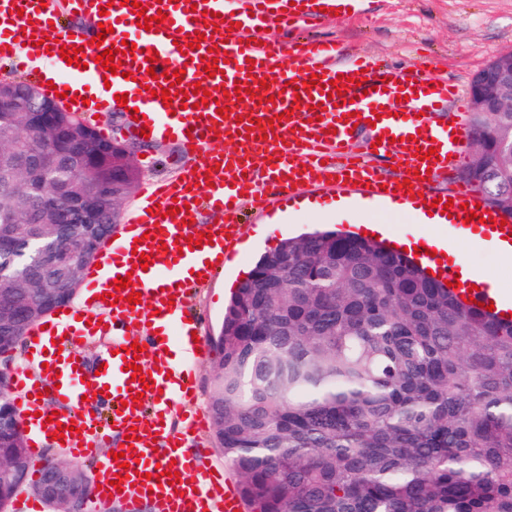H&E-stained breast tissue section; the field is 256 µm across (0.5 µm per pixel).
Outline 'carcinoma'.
Wrapping results in <instances>:
<instances>
[{
  "label": "carcinoma",
  "instance_id": "1",
  "mask_svg": "<svg viewBox=\"0 0 512 512\" xmlns=\"http://www.w3.org/2000/svg\"><path fill=\"white\" fill-rule=\"evenodd\" d=\"M482 156L468 178L485 203L512 217V112L466 127ZM58 148L96 155L105 138ZM87 192L112 213V156ZM43 178L0 186V364L30 327L72 302L75 288H43L69 264L71 242L88 252L111 224H44ZM38 230L54 241L52 262L14 272V256ZM210 415L236 470L246 512H512V321L465 303L443 282L385 243L335 230L286 238L263 254L233 291L219 333ZM0 417V512L31 479L27 441ZM86 472L68 467L60 501L92 494Z\"/></svg>",
  "mask_w": 512,
  "mask_h": 512
}]
</instances>
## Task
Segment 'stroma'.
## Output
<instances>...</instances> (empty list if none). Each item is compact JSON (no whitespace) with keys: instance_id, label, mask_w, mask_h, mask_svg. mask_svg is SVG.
Returning a JSON list of instances; mask_svg holds the SVG:
<instances>
[{"instance_id":"obj_1","label":"stroma","mask_w":512,"mask_h":512,"mask_svg":"<svg viewBox=\"0 0 512 512\" xmlns=\"http://www.w3.org/2000/svg\"><path fill=\"white\" fill-rule=\"evenodd\" d=\"M297 38H331L345 46L380 57L398 67L423 63L432 72H446L462 89H469L474 74L500 53L512 50V0H366L360 16L317 17L300 23ZM99 132L120 131L137 146L140 178L131 195L120 205L121 217L137 206L150 184L175 176L179 171L178 148L168 141H144L128 128L123 108L100 114L85 112ZM364 214L350 210L289 211L285 223H269L267 217L243 211L240 261L227 265L207 286L192 291L189 311L198 316L197 332L205 339L216 336L230 295L245 279L258 258L282 239L331 226L358 231ZM452 253L455 273L469 269L488 274L500 291L512 297V263L503 261L487 245L471 236L444 230Z\"/></svg>"}]
</instances>
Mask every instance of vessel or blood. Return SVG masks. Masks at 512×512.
I'll use <instances>...</instances> for the list:
<instances>
[{"mask_svg":"<svg viewBox=\"0 0 512 512\" xmlns=\"http://www.w3.org/2000/svg\"><path fill=\"white\" fill-rule=\"evenodd\" d=\"M148 15L164 13L166 20L151 29L138 27L133 6L108 0H0V60L24 51L37 64L38 76H51L60 92L76 87L96 91L107 75L96 63L102 48L134 43V53L122 55V71L112 81L122 86L127 100L142 115L134 130L151 138L178 144L188 161L173 179L153 184L132 217L120 227L97 267L87 270L82 305H69L33 328L38 372L20 367L13 374L14 400L21 419L37 429L28 452L42 463L41 442L63 430L64 450L95 465L98 485L93 504L112 503L122 512H241L243 503L232 480L207 461L206 449H186L188 432L205 427L204 416H192L187 432L163 426L171 412L181 411L194 388L191 363L204 360L209 348L185 331L186 298L191 289L208 283L215 270L240 253L239 213L248 206L259 212L288 204L309 187L345 191L359 186L366 192L369 221L383 224L393 212L414 211V194L431 178L447 175L462 158L466 131L435 119L446 109L464 111L458 84L441 81L421 66L390 69L372 56L342 53L334 42L285 41L299 21L320 9L347 16L359 12L362 0H142ZM102 21L110 27L102 44L91 35L64 28L63 15ZM35 45L24 46L25 37ZM57 39L45 47L46 38ZM199 41L197 49L188 44ZM76 51L77 63H67L62 50ZM216 62L213 74L204 66ZM181 72L182 81L170 84L166 73ZM345 76L340 95L329 96V81ZM316 80L307 88L306 80ZM207 89L208 105H201L194 86ZM243 87L236 95L235 87ZM174 88L171 105L159 90ZM374 119L366 144L352 152L348 143L353 125ZM438 157H430V147ZM391 155L397 180H385L375 165ZM460 217H488L481 195L472 187L456 186L452 193ZM189 203V223L169 215L173 202ZM161 207L162 215L152 214ZM214 218L199 247L179 248L194 234L201 210ZM485 239L502 253L512 252V224L485 227ZM150 265L138 266L140 256ZM130 278V288L116 289L114 281ZM141 295L139 305L128 301ZM472 294L495 313L506 316L512 306L487 288ZM148 324L140 334V324ZM107 339L99 354L101 372L88 370L80 352L83 342ZM139 353H130L132 342ZM187 356L184 365L172 363L171 347ZM138 363L142 380L126 366ZM96 397L107 417L88 422L80 417L83 397ZM125 436L120 470L101 447L110 433ZM175 470V484L158 482L157 469ZM121 485H114L116 473Z\"/></svg>","mask_w":512,"mask_h":512,"instance_id":"vessel-or-blood-1","label":"vessel or blood"}]
</instances>
